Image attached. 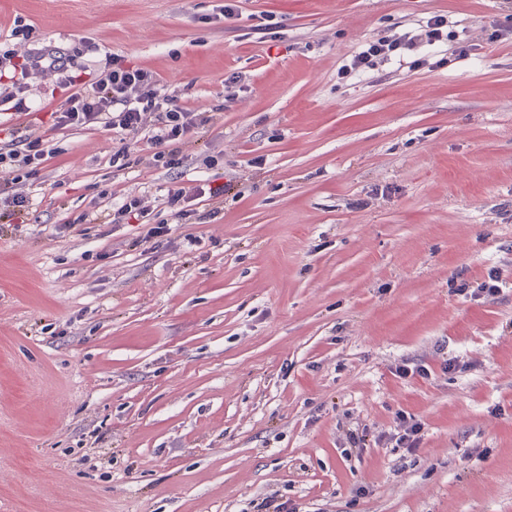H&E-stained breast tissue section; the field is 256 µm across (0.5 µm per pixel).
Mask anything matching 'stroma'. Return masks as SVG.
<instances>
[{
  "label": "stroma",
  "mask_w": 512,
  "mask_h": 512,
  "mask_svg": "<svg viewBox=\"0 0 512 512\" xmlns=\"http://www.w3.org/2000/svg\"><path fill=\"white\" fill-rule=\"evenodd\" d=\"M223 4L0 0V55L54 45L74 78L0 113V149L53 152L0 203V512H512V0ZM435 15L479 54L339 78ZM112 55L212 115L180 169L50 132ZM191 180L224 190L208 223L165 202ZM131 191L144 218L113 223ZM492 268L495 296L448 286ZM400 413L416 453L347 443Z\"/></svg>",
  "instance_id": "obj_1"
}]
</instances>
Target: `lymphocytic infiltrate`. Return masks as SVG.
<instances>
[{"label": "lymphocytic infiltrate", "mask_w": 512, "mask_h": 512, "mask_svg": "<svg viewBox=\"0 0 512 512\" xmlns=\"http://www.w3.org/2000/svg\"><path fill=\"white\" fill-rule=\"evenodd\" d=\"M446 25L444 17L439 15L427 20L420 30L370 40L349 65L340 68L339 73L345 78L355 72L374 69L391 58L407 59L409 52L421 45L443 42ZM69 64V58L59 48L40 49L29 68L21 69L11 90L0 92V99L10 102L15 111H28L25 79L30 71L61 74L67 71ZM99 121L106 129L115 132L145 134L153 149L154 166L172 170L180 166L184 146L190 143L196 129L208 123L209 117L187 108L180 91L161 88L159 80L150 71L127 64L123 57L116 55L101 81L70 96L66 108L56 113L53 127L58 130ZM50 156L45 137H25L19 140L15 149L0 152V175L19 181L17 167L27 168L33 175ZM222 194V188L198 183L169 190L167 203L178 223L202 224L207 215L191 208V199L204 197L215 202Z\"/></svg>", "instance_id": "lymphocytic-infiltrate-1"}]
</instances>
